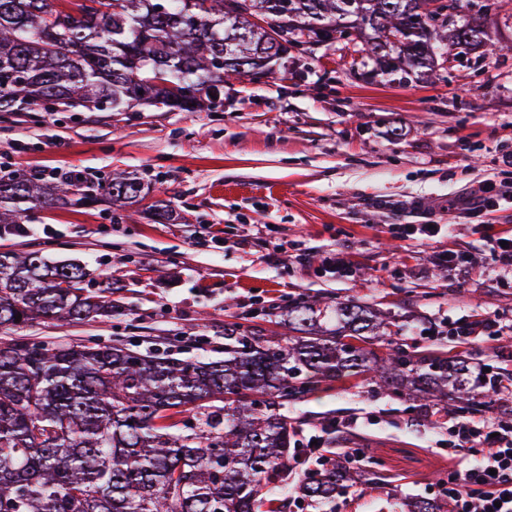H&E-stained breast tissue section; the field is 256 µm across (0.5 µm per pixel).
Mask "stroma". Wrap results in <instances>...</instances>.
<instances>
[{"label":"stroma","instance_id":"obj_1","mask_svg":"<svg viewBox=\"0 0 512 512\" xmlns=\"http://www.w3.org/2000/svg\"><path fill=\"white\" fill-rule=\"evenodd\" d=\"M489 33L502 53L469 63L371 77L348 69L341 43L276 66L267 78L224 85V110L0 112V166L39 180L75 171L107 180L125 171L169 205L96 203L35 211L26 233L0 232V251L76 260L91 292L111 299L108 320L38 321L0 342H116L182 359L224 356V326L287 333L295 299L350 298L388 313L411 350L445 347L471 367L512 378V276L486 236L512 232V0H494ZM487 198L482 212L470 203ZM437 224L433 238L415 234ZM466 248L467 263L439 255ZM348 273L335 272L337 253ZM491 319L501 338L463 342L451 325ZM304 436L331 421L324 448H358L361 484L336 512H406L448 477L443 412L339 381L289 405Z\"/></svg>","mask_w":512,"mask_h":512}]
</instances>
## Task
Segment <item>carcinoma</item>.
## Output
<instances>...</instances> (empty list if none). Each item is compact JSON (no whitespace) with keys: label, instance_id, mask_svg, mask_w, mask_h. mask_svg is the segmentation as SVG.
I'll use <instances>...</instances> for the list:
<instances>
[{"label":"carcinoma","instance_id":"1","mask_svg":"<svg viewBox=\"0 0 512 512\" xmlns=\"http://www.w3.org/2000/svg\"><path fill=\"white\" fill-rule=\"evenodd\" d=\"M103 9H62L58 0H0V112H122L158 104L192 111L223 104L224 82L267 67L306 37L338 40L351 23L357 52L388 75L404 66L435 71L432 48L460 55L488 46L454 32L470 23L462 0L453 21L405 33L433 19L436 0H97ZM272 22L259 28L252 18ZM396 40H390V37ZM147 83V96L133 89ZM103 191L124 207L145 197L137 178L115 173L97 187L71 178L38 185L0 176V228L67 202H96ZM91 271L48 263L34 252H0V329L38 320L112 316V301L81 286ZM77 281L80 286L64 288ZM21 320H15V315ZM285 342L224 328V360L160 357L122 343L0 346V512H288L305 501L336 512V493L357 472L295 436L281 409L324 383L359 378L380 390L446 411L448 386L461 400L486 383L463 355L377 351L389 316L354 300L288 307ZM417 499L409 512H444Z\"/></svg>","mask_w":512,"mask_h":512}]
</instances>
